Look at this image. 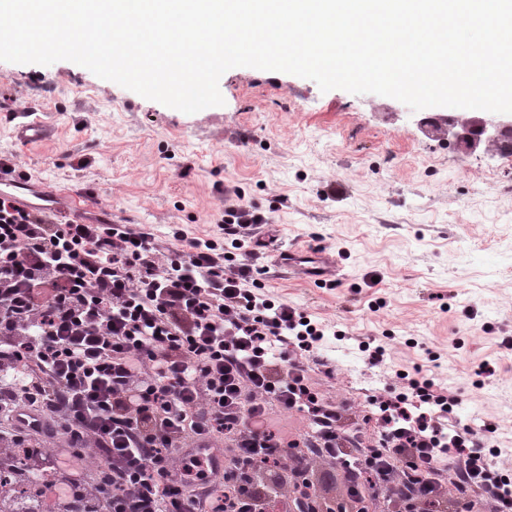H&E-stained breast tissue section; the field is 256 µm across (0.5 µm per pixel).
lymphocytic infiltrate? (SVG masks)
<instances>
[{"label": "lymphocytic infiltrate", "mask_w": 512, "mask_h": 512, "mask_svg": "<svg viewBox=\"0 0 512 512\" xmlns=\"http://www.w3.org/2000/svg\"><path fill=\"white\" fill-rule=\"evenodd\" d=\"M261 221L228 206L216 233L178 229L164 248L145 224L62 222L0 196V447L56 471L12 419L51 422L85 470L57 484L65 512H268L298 488L305 512H327L339 487L349 510L512 512V461L485 452L494 426L453 421L458 396L429 381L368 397L371 441L347 433L349 402L311 375L333 373L324 325L262 291ZM276 411L305 413L310 434L288 439ZM190 448L224 451L206 485L178 464ZM316 457L337 472L314 471Z\"/></svg>", "instance_id": "lymphocytic-infiltrate-1"}]
</instances>
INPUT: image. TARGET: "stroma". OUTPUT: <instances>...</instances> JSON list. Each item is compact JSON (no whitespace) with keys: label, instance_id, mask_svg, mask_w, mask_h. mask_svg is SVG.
Here are the masks:
<instances>
[{"label":"stroma","instance_id":"obj_1","mask_svg":"<svg viewBox=\"0 0 512 512\" xmlns=\"http://www.w3.org/2000/svg\"><path fill=\"white\" fill-rule=\"evenodd\" d=\"M219 89L223 105L186 114L70 61H0V156L95 200L89 219L152 225L164 246L177 229L216 232L226 205L255 208L269 223L266 291L348 334L330 353L335 378L317 380L327 397L359 407L396 372L418 373L456 391L462 422L493 424L512 456V350L500 345L512 336V155L423 134L396 99L292 74L235 67ZM23 108L52 125L48 140L22 144L11 114ZM294 245L336 258L335 287L276 264ZM360 337L384 342L381 365L363 362Z\"/></svg>","mask_w":512,"mask_h":512}]
</instances>
